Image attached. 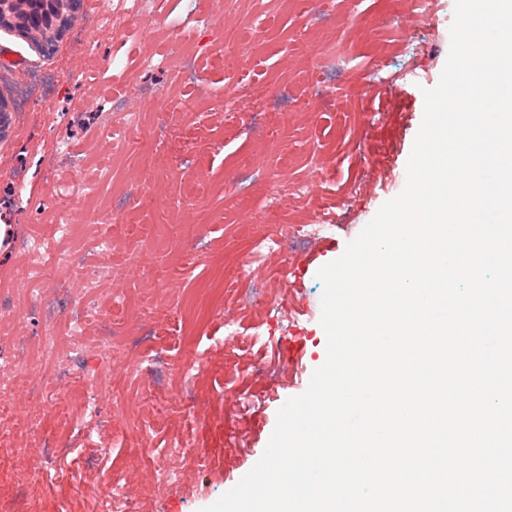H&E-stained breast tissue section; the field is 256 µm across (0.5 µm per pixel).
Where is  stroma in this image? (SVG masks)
<instances>
[{"label": "stroma", "mask_w": 512, "mask_h": 512, "mask_svg": "<svg viewBox=\"0 0 512 512\" xmlns=\"http://www.w3.org/2000/svg\"><path fill=\"white\" fill-rule=\"evenodd\" d=\"M92 8L86 0L50 50L0 25V47L14 58L0 64V275L13 269L17 241L44 229L18 186L36 196L53 174L81 177L83 154L93 153L102 200L125 223L99 226L115 238L111 253L80 238L72 246L85 264L112 267L95 295L118 354L66 348L55 399L22 391L0 402V499L24 496L23 512H101L119 485L134 512H200L252 469L279 408L326 359L317 273L404 189L423 91L438 83L449 54L454 0H432L424 20L415 0H313L303 16L290 0H158L154 21L185 46L188 65L148 73L139 64L150 37L91 28ZM212 13L232 31L256 29L255 38L226 46L204 21ZM84 31L99 45L96 61L78 39ZM227 52L236 66L220 63ZM91 64L102 99L80 106L64 74ZM228 86L238 89L229 107ZM121 95L142 116L129 148L114 156L85 134ZM183 98L194 111H174ZM27 108L47 128L68 127L73 158L25 142L17 116ZM302 183L308 195L295 194ZM270 207L283 224L323 230L288 240L238 282ZM51 280L49 297L19 324L29 341L46 326L65 327L83 287L60 267ZM198 361L204 374L185 383L184 368ZM131 363L143 365L142 377L126 373ZM89 376L106 382L92 421ZM171 448L188 454L177 479L161 485L154 469Z\"/></svg>", "instance_id": "obj_1"}]
</instances>
